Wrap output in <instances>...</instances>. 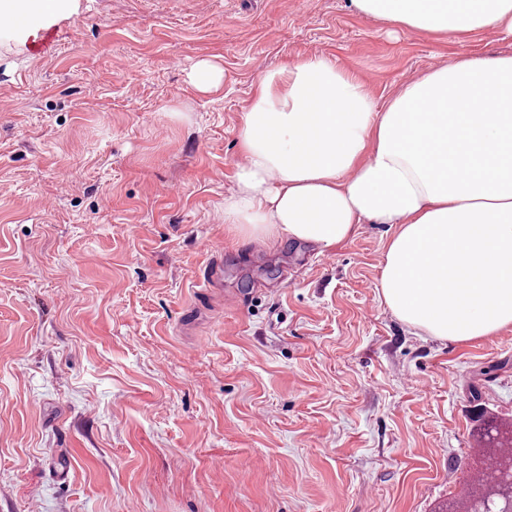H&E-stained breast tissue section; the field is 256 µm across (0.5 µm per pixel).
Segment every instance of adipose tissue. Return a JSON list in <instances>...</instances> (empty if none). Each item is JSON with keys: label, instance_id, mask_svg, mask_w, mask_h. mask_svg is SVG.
Wrapping results in <instances>:
<instances>
[{"label": "adipose tissue", "instance_id": "adipose-tissue-1", "mask_svg": "<svg viewBox=\"0 0 512 512\" xmlns=\"http://www.w3.org/2000/svg\"><path fill=\"white\" fill-rule=\"evenodd\" d=\"M451 41L497 26L512 0H351ZM78 0H0V32L37 37ZM224 221L240 238L330 250L360 224L392 237L379 288L424 335L469 342L512 326V55L433 66L385 102L325 55L262 75L242 114Z\"/></svg>", "mask_w": 512, "mask_h": 512}]
</instances>
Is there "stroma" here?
<instances>
[{
    "instance_id": "1",
    "label": "stroma",
    "mask_w": 512,
    "mask_h": 512,
    "mask_svg": "<svg viewBox=\"0 0 512 512\" xmlns=\"http://www.w3.org/2000/svg\"><path fill=\"white\" fill-rule=\"evenodd\" d=\"M328 54L385 99L451 44L350 0H81L0 36V512H438L512 422V326L458 343L384 302L389 235L239 243L258 79ZM224 71L209 92L192 68ZM224 297L198 302L201 241ZM203 250L209 253L210 263L205 267L203 276L205 282L218 279L223 273V254L224 247L221 244L204 243Z\"/></svg>"
}]
</instances>
